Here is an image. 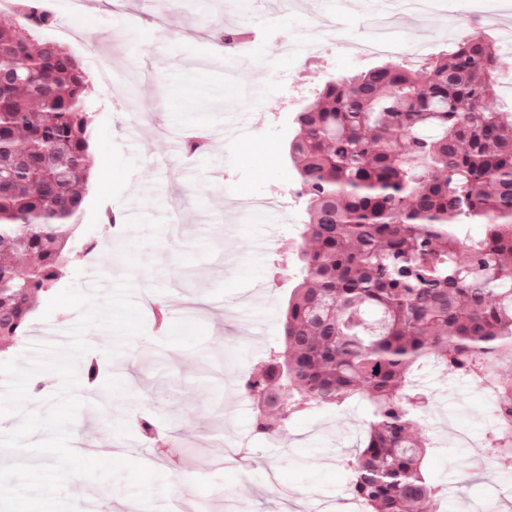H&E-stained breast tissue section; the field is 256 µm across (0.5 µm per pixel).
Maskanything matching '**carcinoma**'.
Masks as SVG:
<instances>
[{
    "instance_id": "1",
    "label": "carcinoma",
    "mask_w": 512,
    "mask_h": 512,
    "mask_svg": "<svg viewBox=\"0 0 512 512\" xmlns=\"http://www.w3.org/2000/svg\"><path fill=\"white\" fill-rule=\"evenodd\" d=\"M35 3L0 24V343L27 336L65 273L92 168V80ZM500 48L475 30L418 70L386 63L333 78L288 143L308 222L281 351L246 381L254 431L298 404L371 408L346 463L370 512H435L411 383L437 361L480 380L512 365V108L495 105ZM463 224L485 225L479 239ZM486 454L512 467V381L500 382Z\"/></svg>"
}]
</instances>
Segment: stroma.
<instances>
[{
	"instance_id": "stroma-1",
	"label": "stroma",
	"mask_w": 512,
	"mask_h": 512,
	"mask_svg": "<svg viewBox=\"0 0 512 512\" xmlns=\"http://www.w3.org/2000/svg\"><path fill=\"white\" fill-rule=\"evenodd\" d=\"M428 12L403 14L400 40L431 58L450 40L480 21L497 38V21L512 19V0H431ZM401 0H123L113 10L104 0L74 14L57 5L59 24L83 33L78 58L111 41L117 65L152 67L149 79L132 82L126 109L112 105L109 91L94 83L88 101L92 116L90 149L97 176L85 190L79 217L80 247L66 261L60 288L100 283L105 297L117 279L130 275L135 289L150 286L171 312L186 313L190 324L167 332L144 313V336L130 341L115 358L106 349L117 340L95 328L87 339L99 362L112 374L102 388L112 394V414L81 407L71 438L80 455L143 461L168 482L169 493L153 491L154 512H169L172 492L189 487L193 495L182 512H358L342 461L364 437L370 407L353 400L293 414L271 436L256 434L257 401L243 397L239 372L263 368L271 348L283 344V311L300 276L298 242L305 221L303 201L286 196L296 182L286 147L291 119L330 78L349 76L384 62L381 54L356 58L350 45L364 42L373 15L403 13ZM343 23L344 46L327 53L287 54L283 41L331 30ZM252 34L226 64L213 35L222 28ZM269 79L273 90L251 141L224 142V115L250 109L249 88ZM303 92L285 103L291 81ZM201 136L205 151L182 164L186 137ZM226 156L219 177L207 167L210 154ZM278 198L290 215L286 224L259 220L235 208L240 196ZM181 205V235L163 229L154 243L141 244V231L129 229L110 249L90 258L83 244L101 239L106 208L167 217L171 202ZM135 246L141 267L127 269L120 249ZM271 287L253 295L256 283ZM416 384L429 394L430 412L417 431L429 442L424 468L444 488L438 512H460L459 503L482 512H512V469L480 465L482 443L494 428L485 389L431 366L416 372ZM152 419L155 440L146 441L139 418ZM247 442L246 461L231 456ZM67 497L98 498L101 512H125L130 500L123 480L71 477Z\"/></svg>"
}]
</instances>
